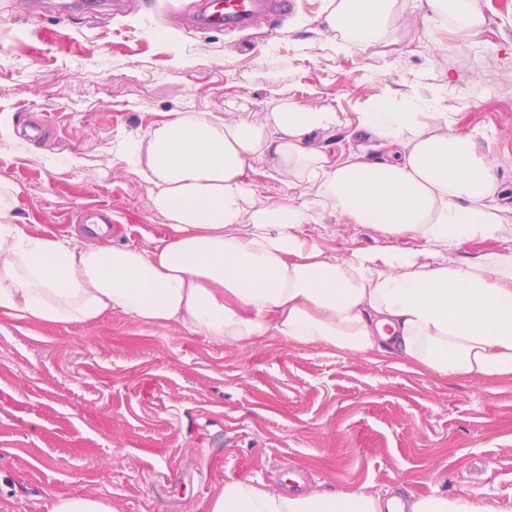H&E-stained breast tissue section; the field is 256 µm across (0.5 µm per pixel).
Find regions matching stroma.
<instances>
[{"mask_svg":"<svg viewBox=\"0 0 512 512\" xmlns=\"http://www.w3.org/2000/svg\"><path fill=\"white\" fill-rule=\"evenodd\" d=\"M19 2L0 0V180L20 187L31 235L91 240L81 217L99 208L114 245L168 235L113 141L232 100L265 112L274 82L348 118L380 85L434 95L495 158L512 210V0H480V29L428 36L418 24L382 53L337 50L317 23L323 0H290L262 35L178 29L173 13L195 0H127L97 20L88 0H67L65 18ZM28 111L54 120L55 141L22 138ZM303 230L339 255L420 246L330 214ZM299 474L311 491L467 493L512 512V378H441L276 336L225 345L120 314L0 315V512H50L53 497L75 494L114 512H210L225 484L277 491Z\"/></svg>","mask_w":512,"mask_h":512,"instance_id":"stroma-1","label":"stroma"}]
</instances>
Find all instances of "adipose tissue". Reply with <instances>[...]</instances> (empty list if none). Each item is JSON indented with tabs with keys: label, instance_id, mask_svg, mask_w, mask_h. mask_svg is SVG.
Segmentation results:
<instances>
[{
	"label": "adipose tissue",
	"instance_id": "obj_1",
	"mask_svg": "<svg viewBox=\"0 0 512 512\" xmlns=\"http://www.w3.org/2000/svg\"><path fill=\"white\" fill-rule=\"evenodd\" d=\"M423 19L460 31L481 27L478 0H419ZM400 0H325L321 26L337 47L399 42ZM431 99L405 107L378 88L350 120L328 105L275 90L266 112L229 102L224 115L177 112L113 154L149 185L168 236L146 248L32 236L17 225L18 186L0 181V313L84 324L112 314L230 344L267 336L354 355L398 357L455 379L512 377V231L498 200L495 165L471 133L453 131ZM381 152H339L340 128ZM263 163L291 193L271 202L247 173ZM333 213L417 251L326 253L301 234ZM503 241L476 258L452 259L465 240ZM410 512H495L467 494L420 496ZM358 488L288 496L255 481L225 484L211 512H391Z\"/></svg>",
	"mask_w": 512,
	"mask_h": 512
}]
</instances>
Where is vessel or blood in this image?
Listing matches in <instances>:
<instances>
[{
    "instance_id": "obj_1",
    "label": "vessel or blood",
    "mask_w": 512,
    "mask_h": 512,
    "mask_svg": "<svg viewBox=\"0 0 512 512\" xmlns=\"http://www.w3.org/2000/svg\"><path fill=\"white\" fill-rule=\"evenodd\" d=\"M287 11V0H197L178 18L190 30L230 32L270 24Z\"/></svg>"
}]
</instances>
